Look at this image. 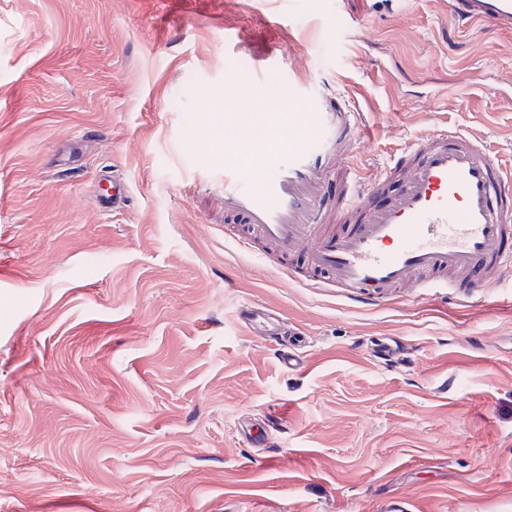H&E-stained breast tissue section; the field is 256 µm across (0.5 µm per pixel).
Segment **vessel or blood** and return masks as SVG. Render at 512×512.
<instances>
[{
	"mask_svg": "<svg viewBox=\"0 0 512 512\" xmlns=\"http://www.w3.org/2000/svg\"><path fill=\"white\" fill-rule=\"evenodd\" d=\"M468 24L512 30V0H448ZM287 124L272 127L262 112L224 115V211L258 229L293 275L288 259L301 256L314 288H338L374 304L416 274L445 273L482 287L512 269V165L487 144L459 130L423 134L379 171L361 176L354 164L360 113L340 98L306 109L289 87ZM343 186L331 208L323 201L332 176Z\"/></svg>",
	"mask_w": 512,
	"mask_h": 512,
	"instance_id": "b4317fda",
	"label": "vessel or blood"
}]
</instances>
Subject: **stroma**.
<instances>
[{
	"label": "stroma",
	"instance_id": "35a3bbf8",
	"mask_svg": "<svg viewBox=\"0 0 512 512\" xmlns=\"http://www.w3.org/2000/svg\"><path fill=\"white\" fill-rule=\"evenodd\" d=\"M269 45L364 170L441 128L512 159V31L443 0H0V512H512V275L368 307L236 243L220 118Z\"/></svg>",
	"mask_w": 512,
	"mask_h": 512
}]
</instances>
